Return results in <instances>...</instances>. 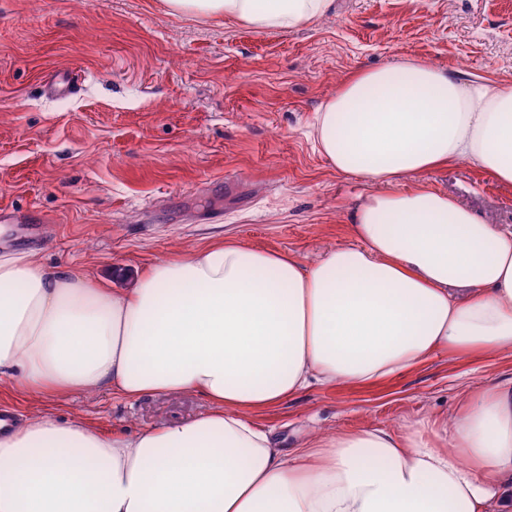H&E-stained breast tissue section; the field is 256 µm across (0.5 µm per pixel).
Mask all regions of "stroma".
I'll return each instance as SVG.
<instances>
[{"label":"stroma","mask_w":512,"mask_h":512,"mask_svg":"<svg viewBox=\"0 0 512 512\" xmlns=\"http://www.w3.org/2000/svg\"><path fill=\"white\" fill-rule=\"evenodd\" d=\"M406 57L512 81V0H333L290 32L172 16L162 0H0V209L22 216L6 244L117 288L227 235L316 260L350 244L351 209L372 189L318 152L317 113L353 73ZM73 69L76 92L50 94ZM425 181L512 225V185L468 162ZM508 378L511 355L439 354L372 386H310L257 420L288 446L310 428L397 429ZM0 405L105 433L208 409L192 394L36 401L5 382Z\"/></svg>","instance_id":"stroma-1"}]
</instances>
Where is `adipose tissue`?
<instances>
[{
	"label": "adipose tissue",
	"mask_w": 512,
	"mask_h": 512,
	"mask_svg": "<svg viewBox=\"0 0 512 512\" xmlns=\"http://www.w3.org/2000/svg\"><path fill=\"white\" fill-rule=\"evenodd\" d=\"M292 31L333 0H164ZM319 152L376 192L311 262L234 237L108 288L0 253V381L32 398L196 394L185 422L104 434L51 413L0 434V512H512V378L397 430L280 445L257 414L310 384L370 385L436 353L512 355V230L422 181L459 161L512 184V82L413 58L346 79Z\"/></svg>",
	"instance_id": "ef3b65f1"
}]
</instances>
